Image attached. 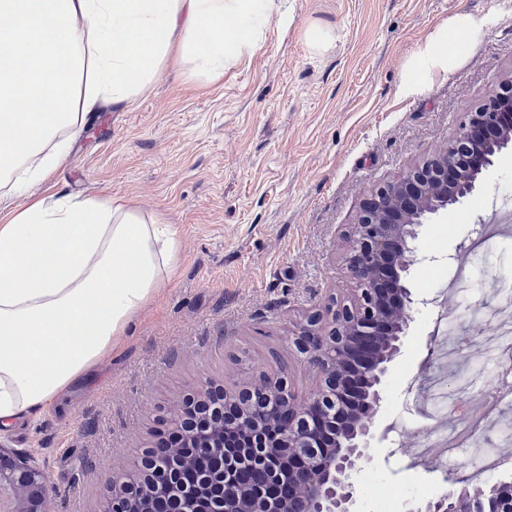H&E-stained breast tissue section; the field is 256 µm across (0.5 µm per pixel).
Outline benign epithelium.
<instances>
[{"mask_svg": "<svg viewBox=\"0 0 512 512\" xmlns=\"http://www.w3.org/2000/svg\"><path fill=\"white\" fill-rule=\"evenodd\" d=\"M512 150V75L498 80L484 102L467 112L448 148L378 185L364 199L357 221L345 234V266L354 285L350 295L331 294L297 324L288 342L312 365L317 388L299 395L288 376H264L231 391L205 383L186 402L221 404L224 429L249 419L256 459L288 466L272 471L268 492L239 495L232 454L219 485L225 494L205 512H354L353 474L374 461V418L382 402L388 365L401 353L415 304L407 277L421 261L414 242L419 228L471 195L493 159ZM137 474L112 475V512L144 481L145 472L165 473L167 454L158 447L136 450ZM288 483V495L280 488ZM8 491V512H46L55 491L29 452L0 442V491ZM164 495L176 497L182 512H195L192 494L171 483ZM408 512H512V482L448 480L441 495Z\"/></svg>", "mask_w": 512, "mask_h": 512, "instance_id": "1", "label": "benign epithelium"}]
</instances>
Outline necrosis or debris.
I'll list each match as a JSON object with an SVG mask.
<instances>
[{
	"mask_svg": "<svg viewBox=\"0 0 512 512\" xmlns=\"http://www.w3.org/2000/svg\"><path fill=\"white\" fill-rule=\"evenodd\" d=\"M484 284L505 302V309L474 315L469 338L455 334V309L438 312L431 340L452 360L469 362L481 353L491 354L493 370L470 374L452 387L442 381L416 389L414 399L425 407L429 427L421 435L400 431L398 439L404 447L435 449L438 464L463 455L473 468L492 471L498 457L488 446L491 422L512 407V383L502 367L504 353L512 352V281L490 274Z\"/></svg>",
	"mask_w": 512,
	"mask_h": 512,
	"instance_id": "necrosis-or-debris-1",
	"label": "necrosis or debris"
}]
</instances>
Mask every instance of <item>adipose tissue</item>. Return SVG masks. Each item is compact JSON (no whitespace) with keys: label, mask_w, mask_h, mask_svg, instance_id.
<instances>
[{"label":"adipose tissue","mask_w":512,"mask_h":512,"mask_svg":"<svg viewBox=\"0 0 512 512\" xmlns=\"http://www.w3.org/2000/svg\"><path fill=\"white\" fill-rule=\"evenodd\" d=\"M281 0H0V429L87 378L181 262L176 225L109 196L35 193L91 113L131 104L171 59L214 82L260 48ZM459 13L420 43L401 83L452 72L449 40L487 30ZM26 95V109L16 100Z\"/></svg>","instance_id":"obj_1"}]
</instances>
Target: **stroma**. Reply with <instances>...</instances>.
Listing matches in <instances>:
<instances>
[{
  "label": "stroma",
  "mask_w": 512,
  "mask_h": 512,
  "mask_svg": "<svg viewBox=\"0 0 512 512\" xmlns=\"http://www.w3.org/2000/svg\"><path fill=\"white\" fill-rule=\"evenodd\" d=\"M261 49L210 83L180 64L160 70L128 106L94 113L69 157L37 187L41 196L109 195L159 214L180 232L182 263L88 384L1 432L34 453L56 492L49 512H106L114 471L135 469L137 449L166 433L171 410L204 381L287 371L300 395L314 369L288 344L328 294L345 297V231L376 186L447 146L464 113L512 73V0H286ZM459 12L497 22L465 44L452 75L406 97L401 75L417 46ZM333 29L336 44L310 49L306 32ZM512 184V151L481 188L420 229L412 312L376 417L386 431L425 420L410 389L443 368L429 335L432 301L448 255L479 224L506 220L489 189ZM366 476L389 499L357 485L359 512H407L438 496L443 472L393 436L376 441Z\"/></svg>",
  "instance_id": "stroma-1"
}]
</instances>
